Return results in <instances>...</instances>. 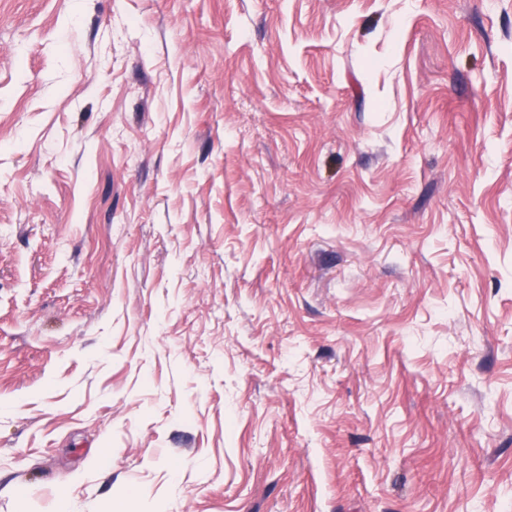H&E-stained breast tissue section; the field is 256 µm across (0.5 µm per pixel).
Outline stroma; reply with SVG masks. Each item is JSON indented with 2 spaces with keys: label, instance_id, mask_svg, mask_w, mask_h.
<instances>
[{
  "label": "stroma",
  "instance_id": "1",
  "mask_svg": "<svg viewBox=\"0 0 512 512\" xmlns=\"http://www.w3.org/2000/svg\"><path fill=\"white\" fill-rule=\"evenodd\" d=\"M0 512H512V0H0Z\"/></svg>",
  "mask_w": 512,
  "mask_h": 512
}]
</instances>
